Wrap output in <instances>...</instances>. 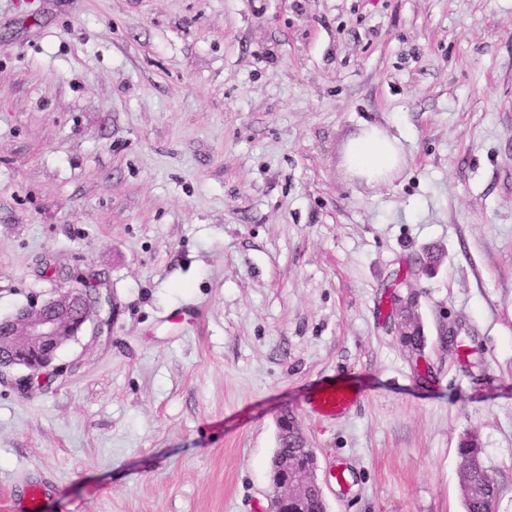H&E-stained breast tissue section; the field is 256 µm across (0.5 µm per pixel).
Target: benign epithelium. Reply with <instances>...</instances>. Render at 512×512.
I'll use <instances>...</instances> for the list:
<instances>
[{
    "label": "benign epithelium",
    "instance_id": "1",
    "mask_svg": "<svg viewBox=\"0 0 512 512\" xmlns=\"http://www.w3.org/2000/svg\"><path fill=\"white\" fill-rule=\"evenodd\" d=\"M93 324L100 335L112 324V299L99 289L60 288L49 299L37 296L15 313L0 319V383L9 382L25 392L45 370L61 376L53 365L61 347ZM314 474L290 455L282 457L280 479L271 512H306L308 485Z\"/></svg>",
    "mask_w": 512,
    "mask_h": 512
}]
</instances>
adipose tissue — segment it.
Here are the masks:
<instances>
[{"instance_id": "1", "label": "adipose tissue", "mask_w": 512, "mask_h": 512, "mask_svg": "<svg viewBox=\"0 0 512 512\" xmlns=\"http://www.w3.org/2000/svg\"><path fill=\"white\" fill-rule=\"evenodd\" d=\"M404 163L402 142L370 124L348 139L342 156L346 173L369 186L391 181Z\"/></svg>"}]
</instances>
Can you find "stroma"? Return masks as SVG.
<instances>
[{"mask_svg": "<svg viewBox=\"0 0 512 512\" xmlns=\"http://www.w3.org/2000/svg\"><path fill=\"white\" fill-rule=\"evenodd\" d=\"M92 274L109 332L0 384V512H268L287 411L327 512H464L468 434L512 512V0H0V318ZM404 163L402 142L370 124H364L357 134L348 139L342 156L346 173L368 186L391 181ZM359 393L342 379L325 382L309 400L314 414L323 417H336L346 414L358 400Z\"/></svg>", "mask_w": 512, "mask_h": 512, "instance_id": "obj_1", "label": "stroma"}]
</instances>
